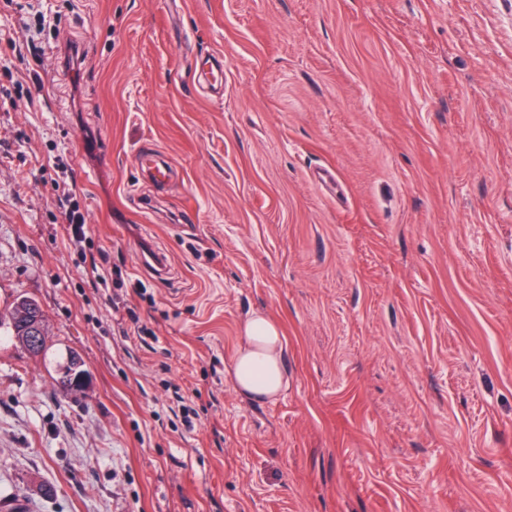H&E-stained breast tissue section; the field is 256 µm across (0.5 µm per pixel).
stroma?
Here are the masks:
<instances>
[{"label":"stroma","instance_id":"stroma-1","mask_svg":"<svg viewBox=\"0 0 512 512\" xmlns=\"http://www.w3.org/2000/svg\"><path fill=\"white\" fill-rule=\"evenodd\" d=\"M22 295L47 349L0 338L1 507L512 512V0L0 2V311ZM255 311L273 401L226 374ZM75 197L76 189L72 186L64 187L59 198L60 224L67 238L73 243L82 242L86 237L84 214L80 211ZM288 340L263 313L241 327L240 345L228 369L234 389L250 398L275 400L288 389ZM84 366L85 364L82 359L77 354L72 353L60 369L62 383L72 389L79 388L83 384L87 372ZM74 381L77 382L75 387L73 385Z\"/></svg>","mask_w":512,"mask_h":512}]
</instances>
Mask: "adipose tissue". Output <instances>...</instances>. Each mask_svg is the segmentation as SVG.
Returning <instances> with one entry per match:
<instances>
[{
	"label": "adipose tissue",
	"instance_id": "1",
	"mask_svg": "<svg viewBox=\"0 0 512 512\" xmlns=\"http://www.w3.org/2000/svg\"><path fill=\"white\" fill-rule=\"evenodd\" d=\"M288 340L262 313L241 327L240 345L228 371L235 390L247 397L277 399L288 388Z\"/></svg>",
	"mask_w": 512,
	"mask_h": 512
}]
</instances>
